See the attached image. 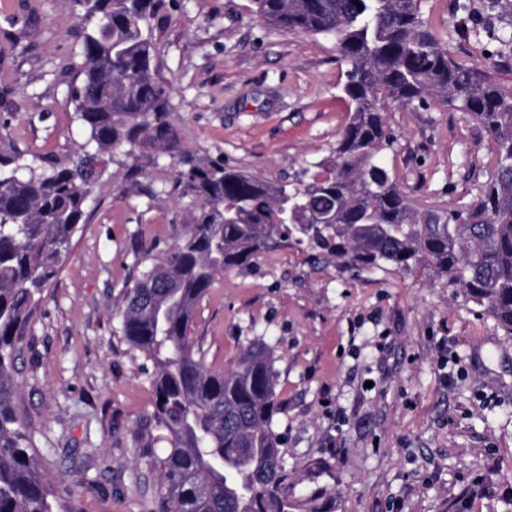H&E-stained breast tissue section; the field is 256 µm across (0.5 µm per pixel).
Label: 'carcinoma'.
Returning a JSON list of instances; mask_svg holds the SVG:
<instances>
[{
  "label": "carcinoma",
  "mask_w": 512,
  "mask_h": 512,
  "mask_svg": "<svg viewBox=\"0 0 512 512\" xmlns=\"http://www.w3.org/2000/svg\"><path fill=\"white\" fill-rule=\"evenodd\" d=\"M81 80L70 89L84 142L71 161L39 170L0 161V512H54L27 454L14 409L16 360L29 315L66 263L106 159L141 147L179 152L159 79L152 20L159 0H77ZM261 19L336 41L348 66L352 115L327 175L293 188L180 152L178 180L200 200L174 248L126 291L120 330L145 355L153 421L167 443L152 465L158 512H290L281 404L272 352L251 343L225 371L209 369L188 334L195 309L224 270L294 239L316 259L358 272L429 266L512 335V89L448 55L422 19L421 0H254ZM431 99L469 113L493 140L494 170L463 209H421L381 160L396 137L391 104Z\"/></svg>",
  "instance_id": "obj_1"
}]
</instances>
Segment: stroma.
Returning a JSON list of instances; mask_svg holds the SVG:
<instances>
[{"label":"stroma","mask_w":512,"mask_h":512,"mask_svg":"<svg viewBox=\"0 0 512 512\" xmlns=\"http://www.w3.org/2000/svg\"><path fill=\"white\" fill-rule=\"evenodd\" d=\"M77 0H0V160L61 166L83 140ZM453 59L512 87V0H423ZM160 79L180 148L273 183L330 165L352 106L334 39L262 21L253 0H162ZM384 156L415 202L472 204L494 143L432 101L391 107ZM175 155L114 154L20 342L19 417L67 512H157L145 454L154 394L120 313L197 202ZM190 337L222 371L259 341L275 358L290 512H512V337L427 267L354 275L288 240L224 271Z\"/></svg>","instance_id":"stroma-1"}]
</instances>
